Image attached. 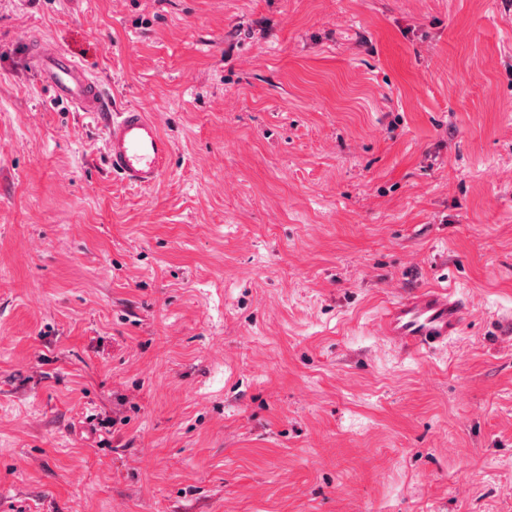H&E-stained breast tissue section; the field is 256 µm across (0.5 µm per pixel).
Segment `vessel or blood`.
<instances>
[{
  "label": "vessel or blood",
  "mask_w": 512,
  "mask_h": 512,
  "mask_svg": "<svg viewBox=\"0 0 512 512\" xmlns=\"http://www.w3.org/2000/svg\"><path fill=\"white\" fill-rule=\"evenodd\" d=\"M38 83L103 129L105 157L113 175L138 187L154 186L173 152L158 123L136 107L113 110L102 84L53 43L33 40L27 57ZM469 314L462 299L438 288H422L392 302L380 329L400 351L412 354L447 343Z\"/></svg>",
  "instance_id": "vessel-or-blood-1"
}]
</instances>
